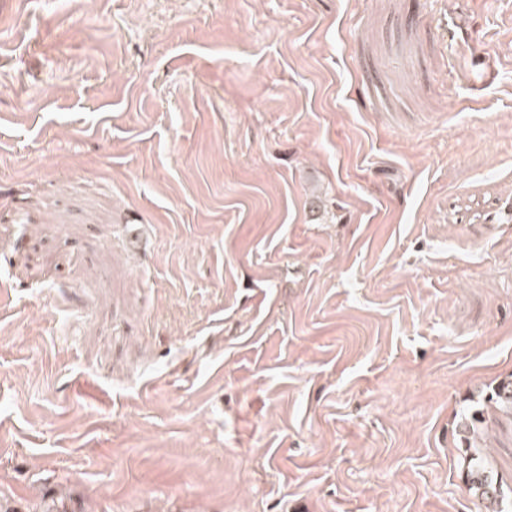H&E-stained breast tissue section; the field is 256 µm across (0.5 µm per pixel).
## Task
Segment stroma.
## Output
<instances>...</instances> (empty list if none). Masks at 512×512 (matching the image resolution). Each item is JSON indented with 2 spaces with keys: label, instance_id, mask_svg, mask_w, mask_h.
I'll return each instance as SVG.
<instances>
[{
  "label": "stroma",
  "instance_id": "stroma-1",
  "mask_svg": "<svg viewBox=\"0 0 512 512\" xmlns=\"http://www.w3.org/2000/svg\"><path fill=\"white\" fill-rule=\"evenodd\" d=\"M511 373L512 0H0L15 512H485ZM471 405L461 411L458 423L460 440L463 443L461 473L469 492L479 502L486 504L487 512L512 511V486L485 460L483 448L485 434L484 407H489L512 424V373L497 380L484 393L479 391L470 399Z\"/></svg>",
  "mask_w": 512,
  "mask_h": 512
}]
</instances>
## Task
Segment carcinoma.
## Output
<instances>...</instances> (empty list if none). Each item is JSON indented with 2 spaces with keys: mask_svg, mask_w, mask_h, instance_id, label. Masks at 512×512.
I'll use <instances>...</instances> for the list:
<instances>
[{
  "mask_svg": "<svg viewBox=\"0 0 512 512\" xmlns=\"http://www.w3.org/2000/svg\"><path fill=\"white\" fill-rule=\"evenodd\" d=\"M489 407L501 417L512 422V373L497 380L487 391L470 399V405L461 411L458 423L463 443L461 473L469 492L479 502L486 504L488 512H512V486L485 460L483 448L485 434L484 408Z\"/></svg>",
  "mask_w": 512,
  "mask_h": 512,
  "instance_id": "1",
  "label": "carcinoma"
}]
</instances>
